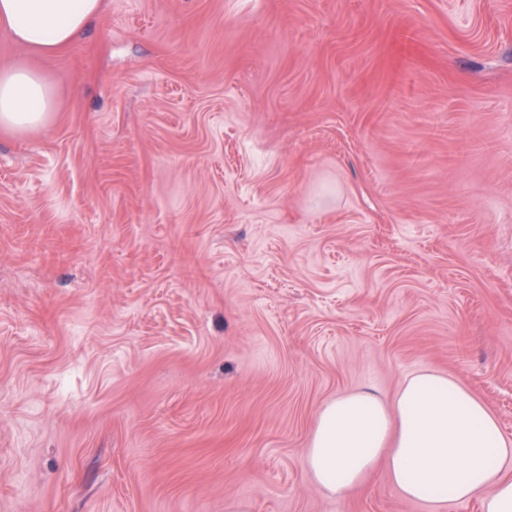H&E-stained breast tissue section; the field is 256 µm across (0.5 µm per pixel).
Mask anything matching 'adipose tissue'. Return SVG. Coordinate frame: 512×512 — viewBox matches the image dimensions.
<instances>
[{"label": "adipose tissue", "instance_id": "obj_1", "mask_svg": "<svg viewBox=\"0 0 512 512\" xmlns=\"http://www.w3.org/2000/svg\"><path fill=\"white\" fill-rule=\"evenodd\" d=\"M103 8L104 0H0V30L28 50L53 54ZM54 107L42 72L24 63L0 69V130H42ZM381 465L405 499H476L481 512H512V444L479 398L435 370L409 377L392 405L361 390L321 409L304 466L324 490L346 497Z\"/></svg>", "mask_w": 512, "mask_h": 512}]
</instances>
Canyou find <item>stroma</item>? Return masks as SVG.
Returning <instances> with one entry per match:
<instances>
[{"label":"stroma","mask_w":512,"mask_h":512,"mask_svg":"<svg viewBox=\"0 0 512 512\" xmlns=\"http://www.w3.org/2000/svg\"><path fill=\"white\" fill-rule=\"evenodd\" d=\"M0 134V512H481L305 471L432 368L512 438V0H106Z\"/></svg>","instance_id":"35a3bbf8"}]
</instances>
